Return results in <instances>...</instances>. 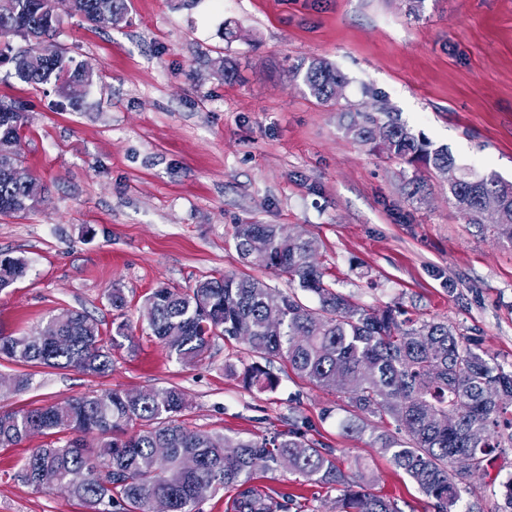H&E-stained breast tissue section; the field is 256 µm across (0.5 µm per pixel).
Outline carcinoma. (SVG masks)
I'll return each mask as SVG.
<instances>
[{"label":"carcinoma","instance_id":"obj_1","mask_svg":"<svg viewBox=\"0 0 512 512\" xmlns=\"http://www.w3.org/2000/svg\"><path fill=\"white\" fill-rule=\"evenodd\" d=\"M125 0H71V14L92 26L117 24ZM61 24L48 0H0V57L9 59L11 76L40 87L63 89L89 83L91 75L73 63L56 40ZM24 49L13 47L14 40ZM309 94L321 104L333 101L336 82L346 77L336 67L314 59L306 70L295 69ZM26 103L0 108V137L20 139ZM353 141L376 143L384 134L386 150L412 165H421L448 179V197L470 224L482 223L486 206L496 208L493 233L512 241V183L490 172L464 173L446 147H436L416 134L398 113L382 107L356 112L343 125ZM45 189L15 157L0 167V216L35 209ZM236 249L242 259L286 274L316 305H305L295 293L283 294L254 278L206 277L185 290L160 286L147 298L144 316L151 335L170 355L190 363L208 356L216 341L234 339L240 327L249 351L268 363L282 360L317 387L334 390L336 378L349 380L346 390L349 431H363L360 418L388 417L405 438L380 433L374 442L402 470L437 512H455L462 481L484 469L505 443L512 444V370L492 358L444 321L420 325L400 319L386 306L360 307L325 279L318 245L302 236H285L274 224H239ZM27 264L0 258V291L26 275ZM0 358L27 367L78 368L97 376L112 372V348L103 342L98 323L87 314L63 309L32 336L0 335ZM247 386L274 390L278 379L261 364L246 365ZM184 394L174 386L150 389L131 399L109 390L30 409L0 412V447L31 435L55 436L69 431L76 439L35 448L17 477L36 490L64 486L87 512H151L158 498L169 500L172 512H200L199 505L226 485L245 483L258 470L275 472L288 458L292 471L313 481L343 487L331 512H400L389 499L370 493L364 483L347 476L335 459L306 434L292 427L260 439L233 438L187 427L181 420ZM198 462L192 472L180 461ZM76 470L85 480L68 485ZM239 512H269L251 491L243 492Z\"/></svg>","mask_w":512,"mask_h":512}]
</instances>
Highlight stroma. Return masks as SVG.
Returning a JSON list of instances; mask_svg holds the SVG:
<instances>
[{"label":"stroma","instance_id":"35a3bbf8","mask_svg":"<svg viewBox=\"0 0 512 512\" xmlns=\"http://www.w3.org/2000/svg\"><path fill=\"white\" fill-rule=\"evenodd\" d=\"M407 5L127 0L123 21L104 29L67 16L58 41L93 74L76 108L55 86L10 79L11 63L0 61V99L27 105L20 158L46 188L37 209L0 217V252L28 265L0 291V331L33 334L69 308L97 318L114 342L108 376L39 367L27 390L0 394V409L175 386L192 429L259 439L302 427L345 472L362 466L370 491L400 512H436L373 442V432H395L392 420L346 431L343 392L278 360L269 366L277 389L251 390L227 370L256 360L241 341H218L210 358L184 363L142 317L156 288L220 274L289 291L285 274L246 262L235 246L237 225L276 224L315 239L327 280L361 307L448 322L512 369V242L467 223L435 173L423 197H408L412 167L354 143L340 120L384 101L461 169L512 182V0H423L416 15ZM316 58L348 79L335 106L292 75ZM115 288L124 310L110 304ZM46 442L35 435L0 447V512H86L66 493L17 479ZM511 478L512 448H503L466 479L462 512H498ZM249 485L270 496L271 512H328L338 495L284 468Z\"/></svg>","mask_w":512,"mask_h":512}]
</instances>
